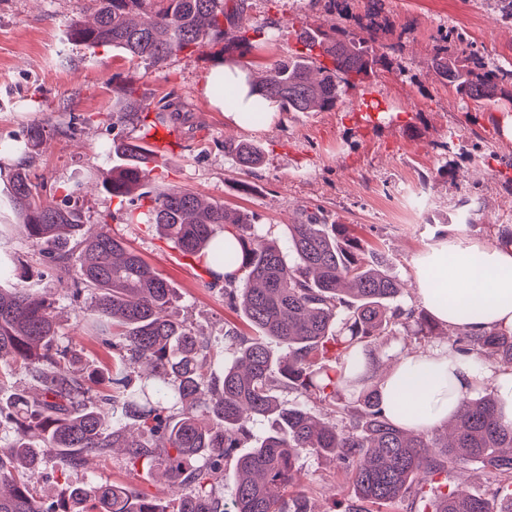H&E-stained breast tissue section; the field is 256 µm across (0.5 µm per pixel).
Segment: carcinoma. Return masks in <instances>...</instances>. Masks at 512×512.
Returning a JSON list of instances; mask_svg holds the SVG:
<instances>
[{
  "label": "carcinoma",
  "mask_w": 512,
  "mask_h": 512,
  "mask_svg": "<svg viewBox=\"0 0 512 512\" xmlns=\"http://www.w3.org/2000/svg\"><path fill=\"white\" fill-rule=\"evenodd\" d=\"M359 31L307 30L301 48L269 63L268 74L250 84V111L268 101L282 112L331 111L343 87L353 88L390 64L376 48L378 0ZM94 23L72 21L66 37L88 49L112 47L130 62L153 65L177 52L224 43V61L244 58L264 32L226 0H92ZM150 15L139 25L133 16ZM238 16L235 34L224 20ZM432 69L455 92L484 107L512 101V71L485 65L459 30L440 37ZM174 114L153 109L129 86L112 106V119L139 135L112 143L122 160L101 173L102 189L118 200L128 224H152L183 253L210 262L209 286L224 283V306L239 313L249 332L224 325V348L196 334L172 314L174 289L138 254L109 231L115 214L101 217L98 231L85 230L81 214L53 207L24 167L12 173L5 208L25 229L42 261L67 274L64 293L73 301L91 295L79 317L84 335L112 352L101 371L76 368L72 337L60 332L53 303L27 286L6 247L0 226V385L25 375L31 391L0 402V432L13 440L0 451V512H164L124 487L88 479L70 487L62 503L45 507L31 481L41 455L60 472L93 465L113 448L126 463L165 471L174 488L171 512H311L304 494L287 501L274 489L300 484L299 458L312 454L339 460L357 499L344 512H372L395 503L412 486L436 490L434 512H512V481L487 497L448 488V472L468 462L512 477V426L500 421L492 390L463 400L451 433L407 429L384 413L374 369L379 339H431L438 322L406 308L388 260L346 224H327L304 213L288 224L284 241L270 240L257 215L229 209L178 186L157 183L147 139L170 127ZM224 153L244 170L257 166L260 150L240 140ZM239 256L225 248L224 232ZM238 261L232 276L224 264ZM282 352L274 356L267 340ZM463 358L493 359L512 371V329L479 335L459 332L451 342ZM295 394L282 403L277 392ZM358 394L349 403L343 391ZM330 409L326 425L313 412ZM256 425V445L239 456L229 498L215 495L222 462L243 447Z\"/></svg>",
  "instance_id": "carcinoma-1"
}]
</instances>
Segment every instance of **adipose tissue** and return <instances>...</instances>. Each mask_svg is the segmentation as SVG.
<instances>
[{
    "instance_id": "adipose-tissue-1",
    "label": "adipose tissue",
    "mask_w": 512,
    "mask_h": 512,
    "mask_svg": "<svg viewBox=\"0 0 512 512\" xmlns=\"http://www.w3.org/2000/svg\"><path fill=\"white\" fill-rule=\"evenodd\" d=\"M417 294L439 322L472 333L512 328V245L442 238L414 259ZM489 387L512 422V372L465 360L447 344L400 357L380 384L388 417L396 424L430 429L456 414L464 397Z\"/></svg>"
}]
</instances>
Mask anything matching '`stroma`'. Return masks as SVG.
Wrapping results in <instances>:
<instances>
[{"label":"stroma","mask_w":512,"mask_h":512,"mask_svg":"<svg viewBox=\"0 0 512 512\" xmlns=\"http://www.w3.org/2000/svg\"><path fill=\"white\" fill-rule=\"evenodd\" d=\"M327 0H245L244 16L274 30L276 41L259 45L241 63L264 73L277 57L297 49L303 28L338 23ZM377 43H401L388 68L368 79L382 112L369 121L344 95L330 112H281L268 126H231L207 91L215 64L201 52H182L153 66L128 62L108 48L70 43V21L91 22L90 0H0V141L22 138L43 125L47 136L29 153L0 158V190L17 167L41 183L45 200L77 208L87 226L117 205L93 174L112 165L101 151L112 130L103 122L125 86L137 88L151 106L172 97L180 107L182 150L171 156L162 183L189 188L205 199L257 214L272 234L282 232L301 211L321 212L330 222L351 225L355 234L390 258L404 283V303L417 305L413 259L444 237L481 242L512 226V138L502 122L512 103L477 112L432 70L438 32L457 28L493 68L512 70V19H501L495 0H382ZM228 139L260 145L264 162L242 171L224 154ZM79 185L72 198L62 189ZM111 232L161 273L175 291L173 313L196 331L223 344L224 326L238 315L224 305L219 289L205 286L200 265L180 261L175 245L149 224L115 220ZM7 247L29 267L39 294L55 297L62 332L74 336L80 364L94 371L111 363L98 343L80 335L75 321L90 300L64 298L56 272L45 270L21 226ZM299 465L313 512H343L355 498L345 469L329 459L303 455ZM95 479L170 502L167 481L147 468L129 467L121 452L99 462ZM78 468L59 474L54 458L41 460L34 492L54 502L68 485L84 481Z\"/></svg>","instance_id":"1"}]
</instances>
